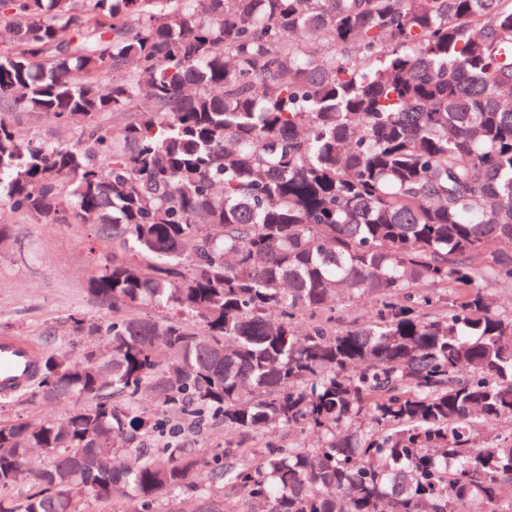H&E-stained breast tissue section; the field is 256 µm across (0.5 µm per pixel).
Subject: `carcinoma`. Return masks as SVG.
Instances as JSON below:
<instances>
[{"label": "carcinoma", "instance_id": "obj_1", "mask_svg": "<svg viewBox=\"0 0 512 512\" xmlns=\"http://www.w3.org/2000/svg\"><path fill=\"white\" fill-rule=\"evenodd\" d=\"M0 201L94 225L107 350L41 359L71 409L0 420V512H512V0H0ZM124 120L112 137V118ZM380 299L336 327L330 298ZM158 308L162 320L140 307ZM317 448L148 451L127 404ZM15 130L23 137L31 135H46L53 140L63 143H76L81 131L82 122H76L68 126H59L46 117H36L29 112L13 111L5 114ZM196 493L192 488H186L168 493L163 496V507L166 512H194L197 505Z\"/></svg>", "mask_w": 512, "mask_h": 512}]
</instances>
